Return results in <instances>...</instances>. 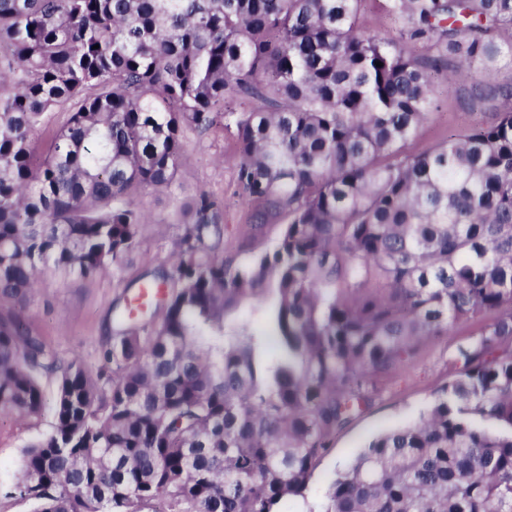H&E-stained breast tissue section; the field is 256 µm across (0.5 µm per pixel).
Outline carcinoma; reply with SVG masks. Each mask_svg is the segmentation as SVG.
Here are the masks:
<instances>
[{"instance_id": "obj_1", "label": "carcinoma", "mask_w": 512, "mask_h": 512, "mask_svg": "<svg viewBox=\"0 0 512 512\" xmlns=\"http://www.w3.org/2000/svg\"><path fill=\"white\" fill-rule=\"evenodd\" d=\"M383 3L399 41L359 27L361 0H0V410L40 416L56 380L16 483L33 512H281L368 383L480 321L429 413L372 440L323 512H512V110L406 151L447 58L471 98L512 97L479 80L512 57L491 38L512 0ZM220 121L278 240L226 260L224 201L178 202L149 321L113 310L95 376L59 362L24 321L37 279L120 271L146 223L132 194L172 187L183 132ZM244 304L266 332L227 326Z\"/></svg>"}]
</instances>
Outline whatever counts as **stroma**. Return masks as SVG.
Masks as SVG:
<instances>
[{
	"label": "stroma",
	"instance_id": "stroma-1",
	"mask_svg": "<svg viewBox=\"0 0 512 512\" xmlns=\"http://www.w3.org/2000/svg\"><path fill=\"white\" fill-rule=\"evenodd\" d=\"M435 105L408 152L428 150L449 135L489 124L496 113L512 108V98L498 97L481 103L469 99V78L449 83L445 72L432 73ZM186 157L175 185L168 190H142L134 194L136 207L148 221L123 269L93 280H46L36 288L25 310L27 326L41 336L62 361L80 358L86 369H101L100 347L110 336L114 304L122 300L129 284L145 271L169 266L180 234L174 219L176 201L205 191L224 200V256L240 262L269 249L283 223L261 220L256 207L236 186L237 142L233 130L216 125L204 136L185 131ZM479 324L464 323L446 336L423 341L413 356L403 358L392 371L375 379L376 391L342 430L334 449L314 469L304 496L286 502L287 512H323L326 492L337 472L350 464L375 436L419 421L435 394L448 382V353L477 334ZM51 412L24 419L0 411V512H32L31 502L15 489L27 444L50 429Z\"/></svg>",
	"mask_w": 512,
	"mask_h": 512
}]
</instances>
